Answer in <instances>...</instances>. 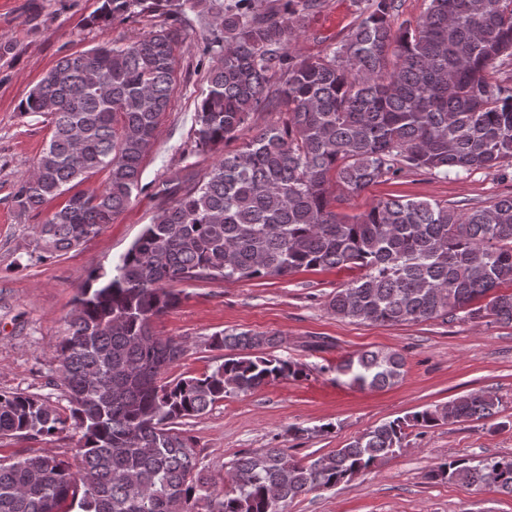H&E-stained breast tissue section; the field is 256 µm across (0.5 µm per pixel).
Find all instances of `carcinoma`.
<instances>
[{"mask_svg": "<svg viewBox=\"0 0 512 512\" xmlns=\"http://www.w3.org/2000/svg\"><path fill=\"white\" fill-rule=\"evenodd\" d=\"M321 0H237L214 13L197 109L200 148L231 141L250 115L284 119L224 153L201 177H172L160 212L115 266L79 288L56 349L62 412L40 395L0 390V439L49 441L72 431L76 452L0 459V512H284L308 493L349 483L403 448L409 429L485 420L500 401L477 391L443 407L383 422L316 459L283 448L246 452L211 489L180 426L228 394L251 393L309 368L268 353L277 338L212 336L224 362L169 379L188 351L154 319L185 298L189 281L283 277L349 268L359 277L328 302L341 319L394 326L435 318L512 325V196L489 206L390 196L355 216L336 204L404 170L448 178L512 165V0H429L397 23V0H366L336 46L293 52ZM163 18L146 35L61 57L19 105L49 121L51 137L19 181V210L69 195L37 226L30 257H61L130 204L160 116L176 89L182 0H101L89 22ZM104 171L96 192L75 188ZM397 351L364 350L336 364V381L382 390L403 375ZM430 478L512 497V455L457 458Z\"/></svg>", "mask_w": 512, "mask_h": 512, "instance_id": "obj_1", "label": "carcinoma"}]
</instances>
